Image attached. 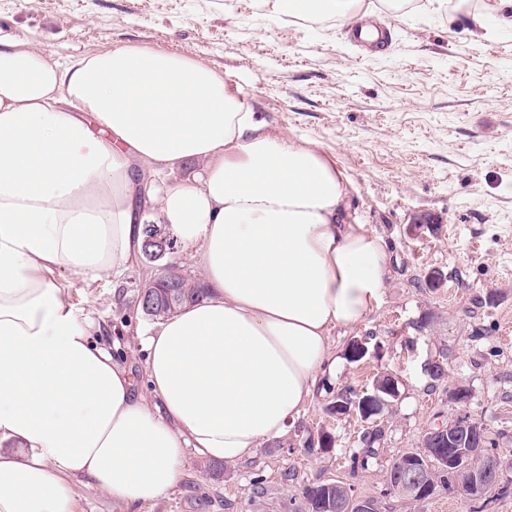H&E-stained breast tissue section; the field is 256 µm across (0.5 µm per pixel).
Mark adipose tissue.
Wrapping results in <instances>:
<instances>
[{"label":"adipose tissue","mask_w":512,"mask_h":512,"mask_svg":"<svg viewBox=\"0 0 512 512\" xmlns=\"http://www.w3.org/2000/svg\"><path fill=\"white\" fill-rule=\"evenodd\" d=\"M193 160L183 179L138 176ZM335 158L268 133L222 74L125 45L61 61L0 35V512H73L89 479L128 505L284 436L335 377L334 329L385 286L387 245L346 221ZM165 224L206 293L143 337L147 391L107 328L57 280L92 290Z\"/></svg>","instance_id":"obj_1"}]
</instances>
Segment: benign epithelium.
<instances>
[{"label": "benign epithelium", "instance_id": "benign-epithelium-1", "mask_svg": "<svg viewBox=\"0 0 512 512\" xmlns=\"http://www.w3.org/2000/svg\"><path fill=\"white\" fill-rule=\"evenodd\" d=\"M147 236L143 243L142 256L145 271L151 273L147 287L164 288L170 284L171 276L178 271L176 242L171 236L168 225L150 224L146 227ZM168 258L161 266L154 263ZM359 400L354 407L346 408L352 414L360 413V418L368 421L379 415L372 407L373 402H382L383 398L368 390L358 394ZM448 401L456 407V412L448 424H441L425 433L420 450L399 457L390 467L386 486L415 500L432 492L431 477L425 466L426 454L437 451L442 454L443 464L465 472L470 498L482 499L489 494L499 480L498 468L493 458L482 452L481 429L468 410L469 395L462 387L449 391ZM336 488V498L331 501L322 498L321 512H372L370 499L348 497L339 482L331 483Z\"/></svg>", "mask_w": 512, "mask_h": 512}]
</instances>
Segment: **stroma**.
<instances>
[{
	"instance_id": "1",
	"label": "stroma",
	"mask_w": 512,
	"mask_h": 512,
	"mask_svg": "<svg viewBox=\"0 0 512 512\" xmlns=\"http://www.w3.org/2000/svg\"><path fill=\"white\" fill-rule=\"evenodd\" d=\"M476 2L414 0L396 15L365 0L388 32L368 50L347 26L280 17L263 0H0V31L55 58L141 45L223 73L270 130L336 158L352 222L387 243L378 305L332 331L336 377L286 435L217 480L188 453L182 482L138 506L75 481V512H290L305 486L336 480L378 500L380 512H470V502L442 491L422 502L390 494L385 479L452 416L448 392L458 386L493 447L512 458V5L490 14L486 0ZM487 27L494 38H484ZM427 218L435 231L413 235ZM432 271L442 287L426 285ZM142 287L133 266L95 291L96 314L124 328V357L141 383V335L156 326L134 308ZM356 339L369 347L358 362L347 356ZM434 362L444 367L438 380ZM380 372L397 378L398 395L375 421L328 413L337 391L364 390ZM377 427L375 455L352 468ZM323 433L328 446L306 447Z\"/></svg>"
}]
</instances>
